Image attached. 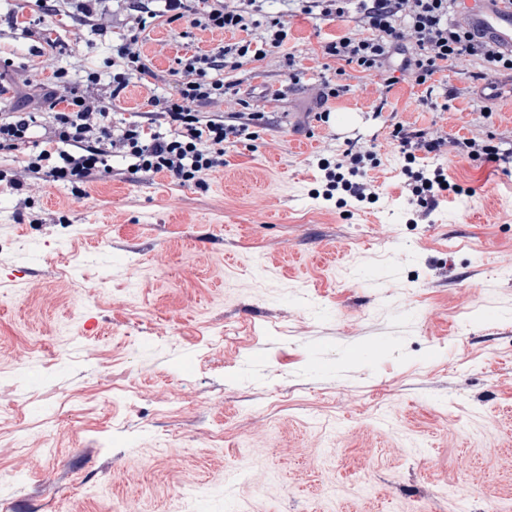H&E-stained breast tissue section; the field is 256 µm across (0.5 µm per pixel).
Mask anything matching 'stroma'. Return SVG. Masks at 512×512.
I'll use <instances>...</instances> for the list:
<instances>
[{"label":"stroma","instance_id":"1","mask_svg":"<svg viewBox=\"0 0 512 512\" xmlns=\"http://www.w3.org/2000/svg\"><path fill=\"white\" fill-rule=\"evenodd\" d=\"M257 6L284 16L288 42L224 80L269 124L226 147L203 186L132 177L116 156L76 197L0 150V469L18 474L0 500L11 512H512V267L500 264L512 162L455 145L512 147V84L482 97L485 68L460 62L441 74L456 99L431 112L409 78L386 88L355 71L322 104L338 64L321 46L347 24ZM46 25L62 49L0 30V113L37 107L54 70L72 89L86 69L111 76L115 40L64 16ZM230 39L176 22L140 42L165 76L188 49ZM323 109L331 121L315 120ZM397 122L444 128L447 153L415 166L463 188L418 219ZM350 139L376 153L375 203L322 195L318 163ZM465 147L470 149L468 156H471L474 160L484 162H494L500 165L501 162H505L508 158L512 159V149L502 150L499 145L482 141L477 143L471 141L465 143Z\"/></svg>","mask_w":512,"mask_h":512}]
</instances>
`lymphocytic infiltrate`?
Segmentation results:
<instances>
[{"label":"lymphocytic infiltrate","mask_w":512,"mask_h":512,"mask_svg":"<svg viewBox=\"0 0 512 512\" xmlns=\"http://www.w3.org/2000/svg\"><path fill=\"white\" fill-rule=\"evenodd\" d=\"M102 0H37L39 11L25 15L11 12L7 25L26 34L40 26L47 13L77 18L94 32H105ZM303 13H319L325 19H350L354 27L322 46L324 56L340 61L338 76L347 69L382 76L399 69L425 93L422 108L448 111L454 93L435 84L437 73L466 58L484 64L497 77L512 78V56L502 55L471 31L455 15L456 0H286ZM126 33L112 61V79L101 84L97 72H87L81 89L59 99L54 88H45L46 115L36 112L0 114V149L26 148V171L67 185L87 183L106 170L112 154L132 160L144 177L165 175L186 186L203 185L210 172L223 167L224 147L252 140L253 126L264 120L260 112L231 116L204 113V106L238 95L236 85L226 83L224 69L263 60L268 50L280 49L288 40L287 22L274 18L260 23L253 14L255 0H124ZM184 22L199 31L243 33V40L178 57L166 93L155 90L158 73L139 46L142 32L156 24ZM147 91L140 120L112 119L108 101L119 99L132 83ZM392 137L407 165L402 173L411 205L432 210L448 180L443 169L432 175L414 169L418 153L438 155L448 148L442 129H417L395 123ZM374 151L348 143L334 160H322L325 198L344 190L359 202L375 200L374 182L365 167Z\"/></svg>","instance_id":"obj_1"}]
</instances>
